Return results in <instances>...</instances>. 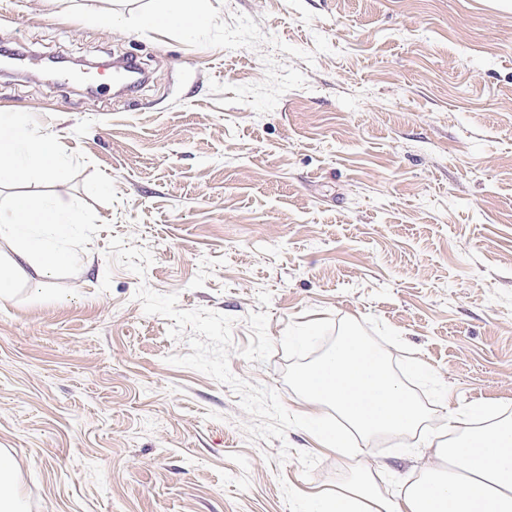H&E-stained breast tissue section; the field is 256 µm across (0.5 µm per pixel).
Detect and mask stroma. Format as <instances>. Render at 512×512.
Listing matches in <instances>:
<instances>
[{
	"label": "stroma",
	"mask_w": 512,
	"mask_h": 512,
	"mask_svg": "<svg viewBox=\"0 0 512 512\" xmlns=\"http://www.w3.org/2000/svg\"><path fill=\"white\" fill-rule=\"evenodd\" d=\"M159 0H0V113L62 146L73 261L0 301V453L22 512H305L371 469L382 495L439 465L448 413L512 419V0H204L206 25L144 30ZM227 315L231 373L285 385L286 326L373 316L447 386L411 436L349 458L293 428L249 439L140 285ZM291 455L280 460L282 445Z\"/></svg>",
	"instance_id": "obj_1"
}]
</instances>
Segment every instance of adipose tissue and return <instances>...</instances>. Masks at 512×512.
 <instances>
[{
  "instance_id": "obj_1",
  "label": "adipose tissue",
  "mask_w": 512,
  "mask_h": 512,
  "mask_svg": "<svg viewBox=\"0 0 512 512\" xmlns=\"http://www.w3.org/2000/svg\"><path fill=\"white\" fill-rule=\"evenodd\" d=\"M205 14L201 0H164L144 14L140 25L151 30L173 24L198 26ZM13 161L15 177H49L61 169L65 154L48 136L38 134L19 112L0 113V155ZM79 222L72 208L43 199L23 198L8 210L0 209V238L17 248L10 266L0 265V299L11 297L15 272L22 264H36L40 277H51L69 257L66 243ZM482 405L450 414L455 433L438 445L443 468L423 477L390 498L380 497L371 474H363L350 489L311 497L312 512H512V420L478 425Z\"/></svg>"
}]
</instances>
